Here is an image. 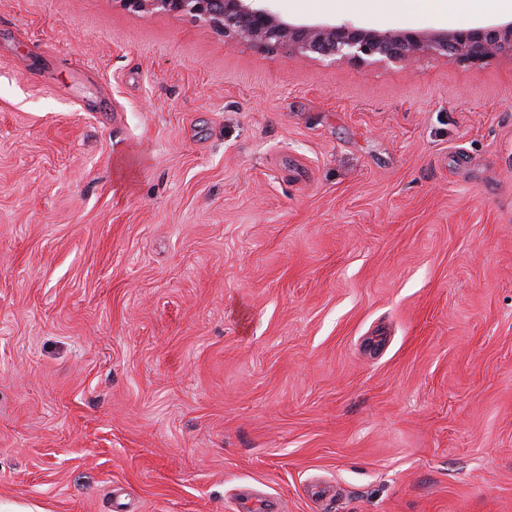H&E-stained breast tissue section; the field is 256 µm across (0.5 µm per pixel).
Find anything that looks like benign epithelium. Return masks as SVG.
Wrapping results in <instances>:
<instances>
[{
    "label": "benign epithelium",
    "mask_w": 512,
    "mask_h": 512,
    "mask_svg": "<svg viewBox=\"0 0 512 512\" xmlns=\"http://www.w3.org/2000/svg\"><path fill=\"white\" fill-rule=\"evenodd\" d=\"M132 11L190 16L209 22L224 36L267 50L285 49L351 62L403 63L424 52L450 62L479 64L496 54L512 55V20L448 31H377L351 22L294 24L262 0H116Z\"/></svg>",
    "instance_id": "7a95c632"
}]
</instances>
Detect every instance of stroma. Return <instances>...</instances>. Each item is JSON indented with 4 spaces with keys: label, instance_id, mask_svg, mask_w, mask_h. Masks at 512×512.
<instances>
[{
    "label": "stroma",
    "instance_id": "stroma-1",
    "mask_svg": "<svg viewBox=\"0 0 512 512\" xmlns=\"http://www.w3.org/2000/svg\"><path fill=\"white\" fill-rule=\"evenodd\" d=\"M245 497L512 512V57L335 63L0 0V499Z\"/></svg>",
    "mask_w": 512,
    "mask_h": 512
}]
</instances>
